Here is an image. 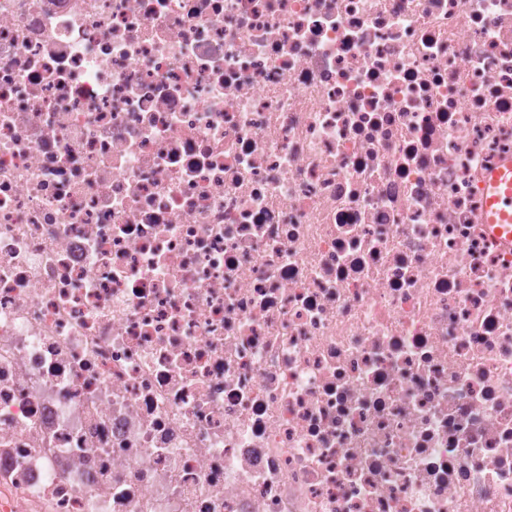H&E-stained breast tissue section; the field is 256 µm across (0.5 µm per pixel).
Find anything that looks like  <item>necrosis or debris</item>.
I'll use <instances>...</instances> for the list:
<instances>
[{
	"label": "necrosis or debris",
	"mask_w": 512,
	"mask_h": 512,
	"mask_svg": "<svg viewBox=\"0 0 512 512\" xmlns=\"http://www.w3.org/2000/svg\"><path fill=\"white\" fill-rule=\"evenodd\" d=\"M512 0H0V512H512ZM488 219L491 232H507L512 239V162L492 171L486 180ZM511 224V232L506 225Z\"/></svg>",
	"instance_id": "4bbe7bcc"
}]
</instances>
